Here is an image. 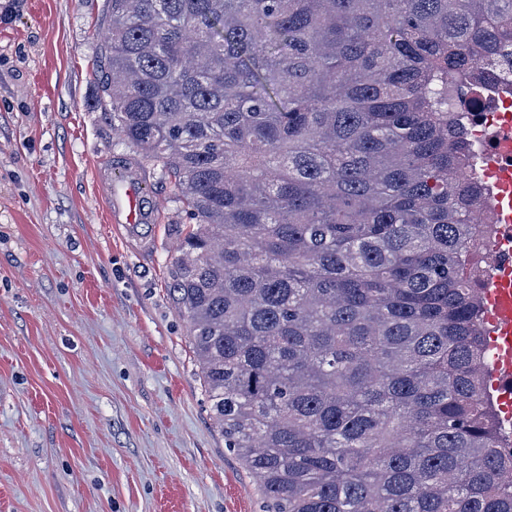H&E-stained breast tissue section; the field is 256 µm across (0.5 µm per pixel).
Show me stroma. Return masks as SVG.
I'll return each mask as SVG.
<instances>
[{
    "label": "stroma",
    "instance_id": "obj_1",
    "mask_svg": "<svg viewBox=\"0 0 512 512\" xmlns=\"http://www.w3.org/2000/svg\"><path fill=\"white\" fill-rule=\"evenodd\" d=\"M106 12L0 0V512H263L168 292L186 208L103 114ZM107 162L144 177L138 236L103 221Z\"/></svg>",
    "mask_w": 512,
    "mask_h": 512
}]
</instances>
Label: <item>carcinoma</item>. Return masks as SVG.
<instances>
[{"mask_svg":"<svg viewBox=\"0 0 512 512\" xmlns=\"http://www.w3.org/2000/svg\"><path fill=\"white\" fill-rule=\"evenodd\" d=\"M112 132L193 227L168 289L270 512H512L454 100L512 0H107Z\"/></svg>","mask_w":512,"mask_h":512,"instance_id":"carcinoma-1","label":"carcinoma"}]
</instances>
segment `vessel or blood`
<instances>
[{
	"label": "vessel or blood",
	"instance_id": "1",
	"mask_svg": "<svg viewBox=\"0 0 512 512\" xmlns=\"http://www.w3.org/2000/svg\"><path fill=\"white\" fill-rule=\"evenodd\" d=\"M97 187L109 223L131 231L136 225L156 222L155 209L144 203V179L136 167H123L117 177L108 170L98 171ZM485 298L492 329V387L501 411L508 415L512 413V268H497Z\"/></svg>",
	"mask_w": 512,
	"mask_h": 512
}]
</instances>
